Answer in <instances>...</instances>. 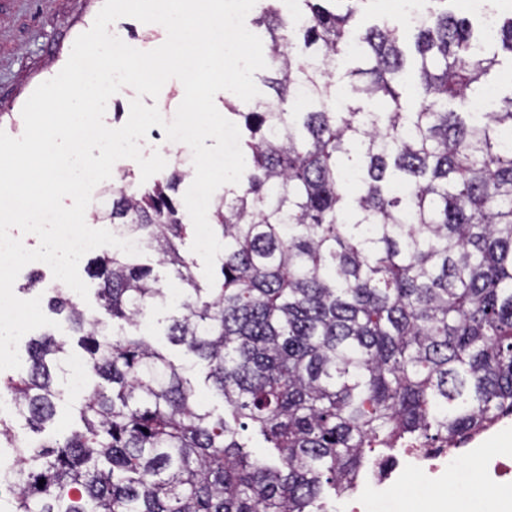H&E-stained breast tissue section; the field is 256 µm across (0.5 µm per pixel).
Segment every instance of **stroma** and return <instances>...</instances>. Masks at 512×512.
<instances>
[{"label":"stroma","instance_id":"stroma-1","mask_svg":"<svg viewBox=\"0 0 512 512\" xmlns=\"http://www.w3.org/2000/svg\"><path fill=\"white\" fill-rule=\"evenodd\" d=\"M102 5L103 0H0L1 130L13 137L22 135L24 103L39 84L60 72L75 39L91 28ZM166 316V310L152 311L142 323V332L183 368L200 401L214 414H223L224 400L205 383L195 358L169 342ZM498 451L493 444L476 457L471 446L459 448L457 465L441 478L412 468L403 456H396V470L404 480L399 488H383L371 512H435L437 504L449 499L458 512H495L496 500L488 496L478 473Z\"/></svg>","mask_w":512,"mask_h":512}]
</instances>
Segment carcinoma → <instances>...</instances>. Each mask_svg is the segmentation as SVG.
<instances>
[{
	"label": "carcinoma",
	"instance_id": "carcinoma-1",
	"mask_svg": "<svg viewBox=\"0 0 512 512\" xmlns=\"http://www.w3.org/2000/svg\"><path fill=\"white\" fill-rule=\"evenodd\" d=\"M263 2L252 25L271 93L248 112L224 101L246 169L212 205L224 244L212 287L182 251L191 170L112 182L111 223L184 285L167 336L224 414L139 334L169 299L152 267L120 250L87 261L118 331L36 275L27 290L48 294L68 333L30 339L25 374L0 373L31 432L0 417V447L25 463L0 479L5 512H327L399 448H458L512 416V92L480 115L449 108L484 90L498 64L488 41L512 55V12L489 40L450 0H428L413 28L357 24L363 0H295L298 26ZM343 55L355 65L338 76ZM374 99L385 111L365 108ZM72 339L97 384L83 427L47 439ZM256 434L273 460L250 450Z\"/></svg>",
	"mask_w": 512,
	"mask_h": 512
}]
</instances>
